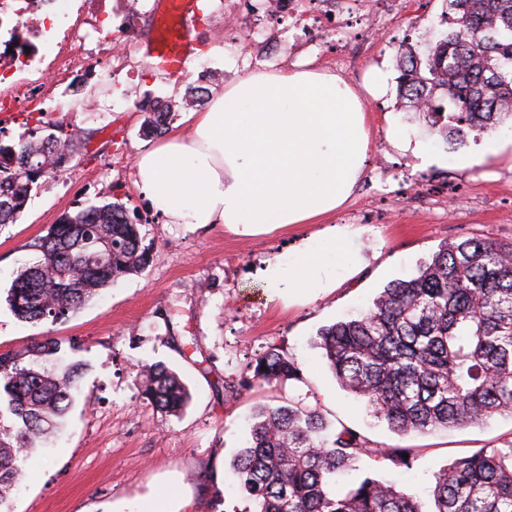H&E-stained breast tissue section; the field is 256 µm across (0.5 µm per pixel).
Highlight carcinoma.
<instances>
[{"instance_id": "1", "label": "carcinoma", "mask_w": 512, "mask_h": 512, "mask_svg": "<svg viewBox=\"0 0 512 512\" xmlns=\"http://www.w3.org/2000/svg\"><path fill=\"white\" fill-rule=\"evenodd\" d=\"M449 28L396 56L400 97L429 118L451 149L512 120V0H445ZM147 121L162 134L170 106ZM75 135L0 139V225L23 212L32 186L57 175L73 157ZM140 219L122 202L62 216L31 247L40 259L17 272L6 302L31 323H57L100 290L143 272L149 247ZM317 347L340 386L363 399L394 432H427L512 417V242L467 238L446 244L409 279L389 282L373 305L318 331ZM62 342L52 336L0 352V512H13L18 463L54 433L73 404L74 365L48 370ZM301 375L298 362L271 349L255 359L253 380L282 383ZM140 394L178 413L191 392L163 362L140 369ZM316 409L260 408L250 438L232 463L254 512H421L404 488L366 476L338 495L336 474L364 456L411 467L410 448H369L345 428L334 439ZM408 457H403V454ZM436 512H512V441L454 459L434 476Z\"/></svg>"}]
</instances>
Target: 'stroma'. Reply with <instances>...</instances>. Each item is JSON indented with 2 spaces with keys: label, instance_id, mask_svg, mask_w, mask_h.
<instances>
[{
  "label": "stroma",
  "instance_id": "obj_1",
  "mask_svg": "<svg viewBox=\"0 0 512 512\" xmlns=\"http://www.w3.org/2000/svg\"><path fill=\"white\" fill-rule=\"evenodd\" d=\"M224 2L206 0L204 9L190 14L193 51L181 76L151 62L143 28L130 37L115 34L132 43L126 72H113L104 56L78 55L87 16L77 0H67L55 15L40 70L0 82L1 101H9L16 83L36 82L58 108L43 119L35 101L0 112V135L7 140L47 135L60 122L78 135L70 177L39 181L18 222L0 227V352L43 336L74 339L79 348L65 359L83 365L64 429L21 465L14 512H135L159 492L181 504V512H252V502L234 485L231 463L264 405L299 402L318 409L330 434L347 427L369 447L412 449L411 468L366 461L339 476L336 490L345 492L349 482L366 475L389 480L414 493L423 512L434 508V472L454 458L512 440L509 416L426 434L393 432L342 389L315 346L321 327L356 314L390 281L416 274L442 245L471 237L512 241V126L495 130L502 148L495 158L480 140L448 149L397 86L367 100L371 149L365 174L351 199L326 218L360 228L348 251L362 265L354 273L337 257L335 289L304 304H284L259 268L273 253L287 251L296 236L316 232V225L242 239L220 227L168 224L135 186L133 159L148 141L147 101L173 104L169 130L186 135L189 113L206 110L226 84L256 70L309 61L360 82L373 65L394 70L402 45L419 48L446 30L444 0H403L400 13L377 31L367 30L364 6L356 0L346 34L322 32L307 40L295 38L277 16L259 13L247 18L257 32L252 42L227 36ZM75 56L94 69L81 87L76 69L59 68L60 59ZM202 63L208 67V97L186 103V86L196 82ZM87 104L105 111L89 117ZM390 119L424 140L432 165L421 166L393 148L385 133ZM115 199L140 218L150 248L147 269L120 278L64 322L18 320L6 303L7 290L17 271L36 261L32 243L63 214ZM271 347L296 358L300 379L226 394L225 384L251 375L257 355ZM158 361L190 387L192 399L180 413L162 412L141 397L138 367Z\"/></svg>",
  "mask_w": 512,
  "mask_h": 512
}]
</instances>
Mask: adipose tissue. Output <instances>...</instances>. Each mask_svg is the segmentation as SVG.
Segmentation results:
<instances>
[{
  "instance_id": "1",
  "label": "adipose tissue",
  "mask_w": 512,
  "mask_h": 512,
  "mask_svg": "<svg viewBox=\"0 0 512 512\" xmlns=\"http://www.w3.org/2000/svg\"><path fill=\"white\" fill-rule=\"evenodd\" d=\"M388 85L377 66L358 87L308 63L254 71L192 114L190 138L174 133L143 145L135 184L169 224L220 225L240 238L317 225L264 268L285 303L309 301L335 287L336 257L358 234L325 218L365 173L366 100L385 96Z\"/></svg>"
}]
</instances>
